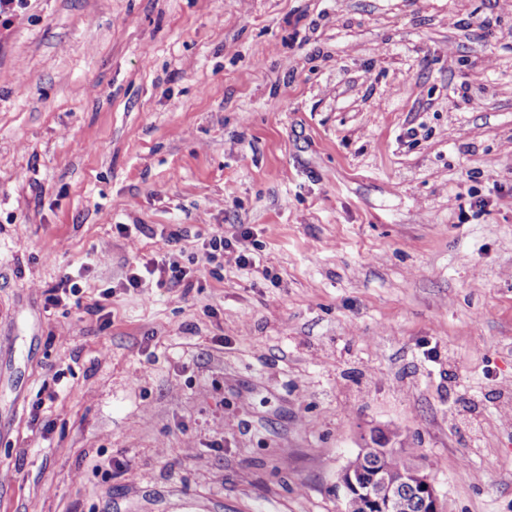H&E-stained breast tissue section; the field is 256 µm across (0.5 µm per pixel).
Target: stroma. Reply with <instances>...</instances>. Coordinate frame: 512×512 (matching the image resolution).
Here are the masks:
<instances>
[{"instance_id": "stroma-1", "label": "stroma", "mask_w": 512, "mask_h": 512, "mask_svg": "<svg viewBox=\"0 0 512 512\" xmlns=\"http://www.w3.org/2000/svg\"><path fill=\"white\" fill-rule=\"evenodd\" d=\"M215 231L259 266L213 269ZM166 257L181 283L128 286ZM379 431L444 512H512V0H29L0 512H340Z\"/></svg>"}]
</instances>
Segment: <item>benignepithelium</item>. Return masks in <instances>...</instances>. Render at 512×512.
I'll use <instances>...</instances> for the list:
<instances>
[{"mask_svg":"<svg viewBox=\"0 0 512 512\" xmlns=\"http://www.w3.org/2000/svg\"><path fill=\"white\" fill-rule=\"evenodd\" d=\"M389 447L363 448L360 455H368L373 464L371 473H355L347 468L341 476L345 494L343 512H353L349 499H356L363 512H391V505L411 491L419 501L421 512H443L440 498L433 484L418 465L407 471H395L384 464Z\"/></svg>","mask_w":512,"mask_h":512,"instance_id":"benign-epithelium-1","label":"benign epithelium"}]
</instances>
